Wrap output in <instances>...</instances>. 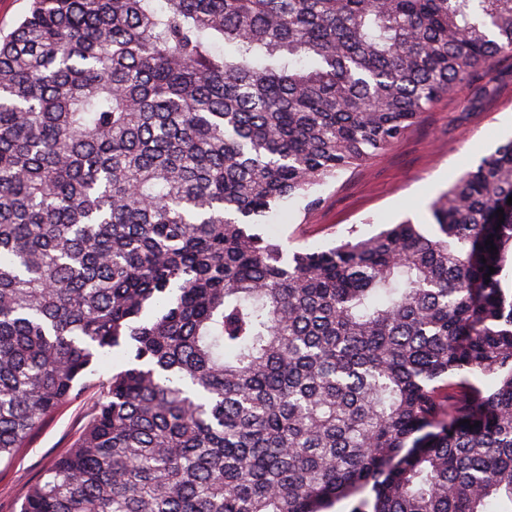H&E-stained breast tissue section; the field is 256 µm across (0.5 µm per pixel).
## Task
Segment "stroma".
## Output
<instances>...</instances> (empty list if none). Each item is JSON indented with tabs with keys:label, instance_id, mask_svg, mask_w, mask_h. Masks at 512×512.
I'll return each mask as SVG.
<instances>
[{
	"label": "stroma",
	"instance_id": "1",
	"mask_svg": "<svg viewBox=\"0 0 512 512\" xmlns=\"http://www.w3.org/2000/svg\"><path fill=\"white\" fill-rule=\"evenodd\" d=\"M512 136V54L478 71L461 90L436 101L389 149L320 188L322 202L271 218L266 232L293 248L324 249L370 237L403 219L428 225L431 202L466 168ZM87 404L61 406L29 448L0 463V512H19L29 488L70 447Z\"/></svg>",
	"mask_w": 512,
	"mask_h": 512
}]
</instances>
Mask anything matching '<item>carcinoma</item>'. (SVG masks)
<instances>
[{"mask_svg":"<svg viewBox=\"0 0 512 512\" xmlns=\"http://www.w3.org/2000/svg\"><path fill=\"white\" fill-rule=\"evenodd\" d=\"M511 52L512 0H30L0 34V462L90 407L20 512H512V139L430 235L252 229Z\"/></svg>","mask_w":512,"mask_h":512,"instance_id":"1","label":"carcinoma"}]
</instances>
